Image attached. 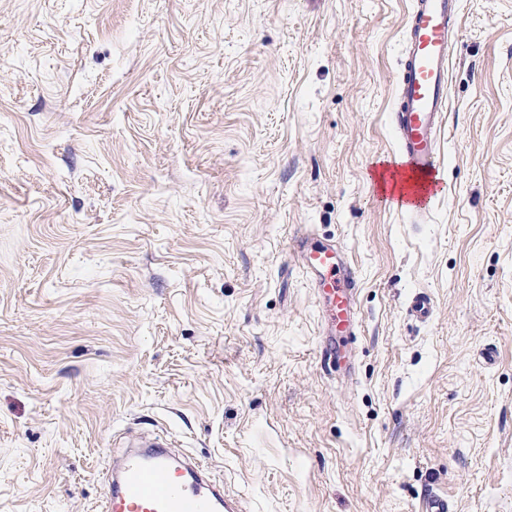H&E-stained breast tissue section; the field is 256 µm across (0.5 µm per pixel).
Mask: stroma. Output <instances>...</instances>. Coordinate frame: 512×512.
<instances>
[{"instance_id": "stroma-1", "label": "stroma", "mask_w": 512, "mask_h": 512, "mask_svg": "<svg viewBox=\"0 0 512 512\" xmlns=\"http://www.w3.org/2000/svg\"><path fill=\"white\" fill-rule=\"evenodd\" d=\"M410 2L0 0V512H101L146 435L242 512H512V0H461L420 222L372 179ZM298 259L315 282L321 300L323 335L321 359L334 369L343 357L338 336H353L359 326L355 298V276L343 260L336 245L322 243L298 247Z\"/></svg>"}]
</instances>
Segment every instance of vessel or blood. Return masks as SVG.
Returning <instances> with one entry per match:
<instances>
[{
	"instance_id": "vessel-or-blood-1",
	"label": "vessel or blood",
	"mask_w": 512,
	"mask_h": 512,
	"mask_svg": "<svg viewBox=\"0 0 512 512\" xmlns=\"http://www.w3.org/2000/svg\"><path fill=\"white\" fill-rule=\"evenodd\" d=\"M460 0H413L393 114L397 148L377 168V182L396 209L425 217L441 195L438 131L448 110L450 42ZM298 259L321 300V359L343 357L338 337L359 326L355 276L335 245L299 247ZM201 463L175 465L162 442L129 453L108 483L102 512H235Z\"/></svg>"
}]
</instances>
